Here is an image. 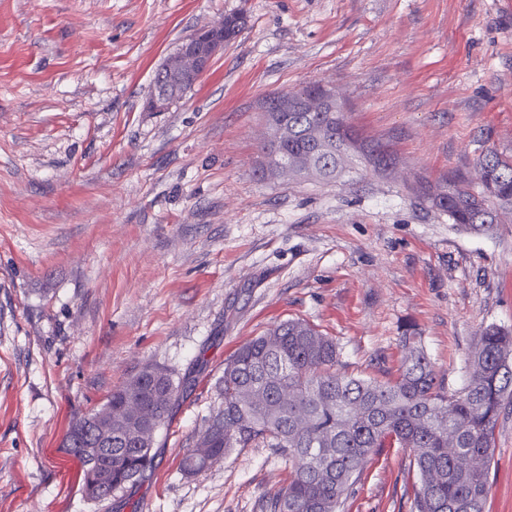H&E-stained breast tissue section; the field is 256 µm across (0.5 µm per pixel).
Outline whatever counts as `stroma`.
I'll list each match as a JSON object with an SVG mask.
<instances>
[{"instance_id": "1", "label": "stroma", "mask_w": 512, "mask_h": 512, "mask_svg": "<svg viewBox=\"0 0 512 512\" xmlns=\"http://www.w3.org/2000/svg\"><path fill=\"white\" fill-rule=\"evenodd\" d=\"M246 25L161 112L156 69L225 15ZM319 82L395 159L387 174L262 179L263 103ZM512 155V0H0V512H263L288 464L244 448L185 477L224 360L273 324L335 339L381 381L404 327L459 387L483 327L512 329V210L452 224L419 180ZM208 360L156 436L155 467L95 503L61 451L73 417L146 366ZM485 512H512V401ZM405 449L345 512H410Z\"/></svg>"}]
</instances>
